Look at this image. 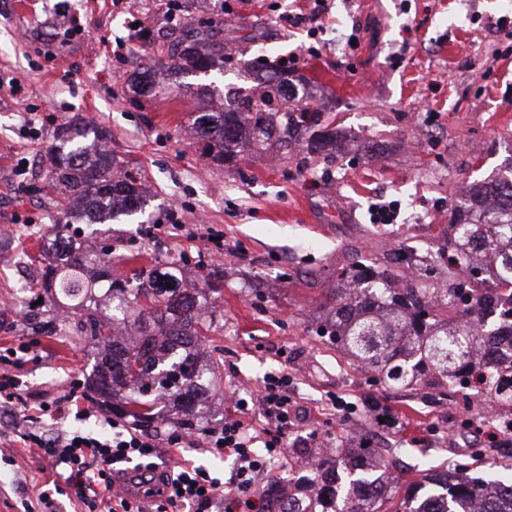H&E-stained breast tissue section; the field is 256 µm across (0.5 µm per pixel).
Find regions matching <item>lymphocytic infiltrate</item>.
I'll list each match as a JSON object with an SVG mask.
<instances>
[{
  "instance_id": "f902f5d3",
  "label": "lymphocytic infiltrate",
  "mask_w": 512,
  "mask_h": 512,
  "mask_svg": "<svg viewBox=\"0 0 512 512\" xmlns=\"http://www.w3.org/2000/svg\"><path fill=\"white\" fill-rule=\"evenodd\" d=\"M262 425H255L254 416ZM299 420L287 372L266 376L255 399L237 398L222 424L202 432L169 430L164 438L134 424L109 420L110 434L80 430L24 431L20 439L37 457L60 470L70 496L111 502L115 512H146L160 500L170 512H260L256 490L272 459L285 456ZM229 456V482L186 459L187 449Z\"/></svg>"
}]
</instances>
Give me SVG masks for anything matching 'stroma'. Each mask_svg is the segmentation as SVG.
Wrapping results in <instances>:
<instances>
[{"label": "stroma", "mask_w": 512, "mask_h": 512, "mask_svg": "<svg viewBox=\"0 0 512 512\" xmlns=\"http://www.w3.org/2000/svg\"><path fill=\"white\" fill-rule=\"evenodd\" d=\"M16 2L0 0V354L38 341L19 370L30 393L48 400L87 385L97 359L90 344L47 335L8 305L27 280L35 314L45 321L61 314L44 300L31 258L66 221L48 188L47 155L58 129L81 117L139 171L159 207L152 224L78 225L79 242L92 250L111 244L113 258L130 268L172 254L186 279L224 281L218 330L208 341L224 365L209 380L201 425L223 421L229 391L257 387L284 368L303 406L299 438L314 430L370 437L372 447L396 449L399 474L512 456L464 429L477 411L428 388L372 385L309 330L336 269L353 253L380 257L395 241L420 258L435 252L453 206L512 162V37L486 26L512 18V8L503 0H226L225 41L268 64L297 57V73L314 80L312 105L336 128V147L296 148L273 161L249 151L217 165L201 157L189 120L204 76L171 100L131 88L133 70L152 62L135 23L166 25L155 0H30L24 12ZM314 14L323 28L314 39L289 22ZM355 27L357 46L337 52L335 30ZM22 157L30 165L21 175ZM381 204L394 205L392 223H374L372 209ZM335 398L357 409L381 400L402 426L369 436L363 418L330 415L326 405ZM85 406L90 415L81 420L56 422L36 410L30 419L103 432L98 416L111 412V400L90 394ZM431 423L439 435L421 441ZM63 483L15 434H0V512H99L55 493ZM44 490L46 504L38 499Z\"/></svg>", "instance_id": "obj_1"}]
</instances>
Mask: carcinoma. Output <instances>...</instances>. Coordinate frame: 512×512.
Returning <instances> with one entry per match:
<instances>
[{"mask_svg":"<svg viewBox=\"0 0 512 512\" xmlns=\"http://www.w3.org/2000/svg\"><path fill=\"white\" fill-rule=\"evenodd\" d=\"M226 59L224 37L216 27L178 36L168 45L165 67L175 76L222 73ZM134 81L144 93L177 96L189 89L177 81L160 85L146 70L137 72ZM259 88L257 96L230 85L223 92L201 88L206 111L193 125L205 142L206 159L222 163L242 142L256 152L278 154L290 145L293 127L318 121L317 112L307 107L306 91L288 92L283 72L266 75ZM71 132L57 146L52 170L53 183L72 204L70 219L121 224L127 217L145 216L151 198L137 178L121 169L103 140L72 145L85 136L81 123H74ZM503 186L512 187L511 170L474 188L475 204L452 213L448 251L433 258L423 272L416 273L412 254L403 247L391 266L379 258L359 257L340 268L332 308L317 322L316 335L389 389L446 386L466 402L474 394L481 403L512 414V351L476 358L493 336L488 315L512 326V205L493 214L481 212L478 205ZM76 244L68 225H56L49 250L57 263L44 272L45 281L52 299L74 303L80 314L76 322L53 326L50 334L76 336L103 349L94 366L95 391L128 387L122 415L148 426L155 401L170 400L182 414L183 426L196 428L195 407L209 389L197 351L212 330V323L203 319L199 289L183 285L174 274V258L126 278L105 269L107 286L99 289L87 269L101 258ZM475 248L495 257L496 270L470 255ZM441 264L448 266V283L428 287L425 280ZM468 266L483 269L485 276L475 283L462 279L459 270ZM396 452L355 448L342 436L333 448H294V459L317 458L319 491L290 484L288 493L299 508L294 511L272 498L264 500L263 512H389L388 504L398 497L396 512H502L500 503L512 501V474L490 479L464 465L457 468L461 481L452 486H428L422 476L403 482L389 473L388 456Z\"/></svg>","mask_w":512,"mask_h":512,"instance_id":"cac0c4a2","label":"carcinoma"}]
</instances>
